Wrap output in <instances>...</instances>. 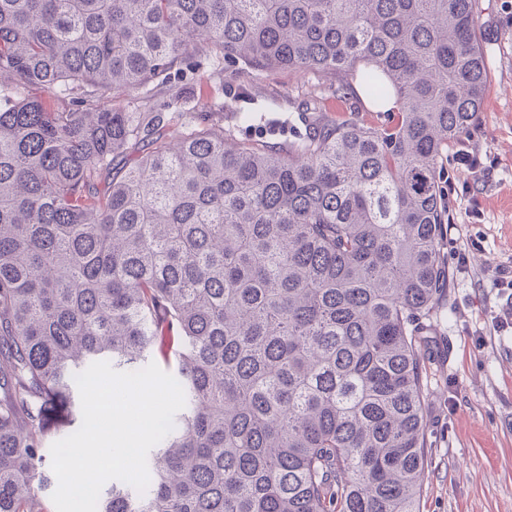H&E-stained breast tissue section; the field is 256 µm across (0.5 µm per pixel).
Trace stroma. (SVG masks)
I'll return each instance as SVG.
<instances>
[{
    "instance_id": "35a3bbf8",
    "label": "stroma",
    "mask_w": 512,
    "mask_h": 512,
    "mask_svg": "<svg viewBox=\"0 0 512 512\" xmlns=\"http://www.w3.org/2000/svg\"><path fill=\"white\" fill-rule=\"evenodd\" d=\"M476 21L488 71L480 117L441 160L448 179L441 251L452 279L424 333L427 455L419 512H512V328L492 323L508 297L496 285L498 269L512 266V0H477ZM230 100L256 113V122L241 124L229 112L217 121L239 139L281 147L317 118L376 127L392 119L357 95L337 99L311 72L264 69L236 79L220 62L154 80L121 104L206 112ZM461 149L479 154L476 172L458 164Z\"/></svg>"
}]
</instances>
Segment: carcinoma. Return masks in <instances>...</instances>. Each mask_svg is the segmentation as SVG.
<instances>
[{"mask_svg": "<svg viewBox=\"0 0 512 512\" xmlns=\"http://www.w3.org/2000/svg\"><path fill=\"white\" fill-rule=\"evenodd\" d=\"M476 0H0V512H49L90 363L174 367L144 493L97 512H417L439 160L479 117ZM348 77L395 124L280 149L115 99L192 64ZM38 90L41 96L31 94ZM61 100L52 108L46 97Z\"/></svg>", "mask_w": 512, "mask_h": 512, "instance_id": "1", "label": "carcinoma"}]
</instances>
